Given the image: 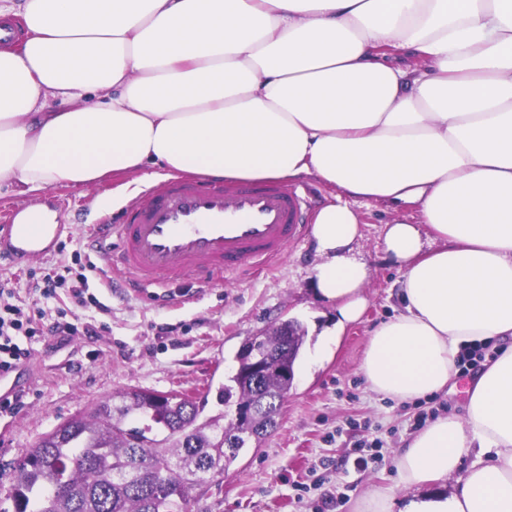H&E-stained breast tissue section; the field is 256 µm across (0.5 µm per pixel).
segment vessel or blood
<instances>
[{
    "label": "vessel or blood",
    "mask_w": 512,
    "mask_h": 512,
    "mask_svg": "<svg viewBox=\"0 0 512 512\" xmlns=\"http://www.w3.org/2000/svg\"><path fill=\"white\" fill-rule=\"evenodd\" d=\"M120 223L93 225L97 259L139 292L191 279L241 275L280 258L305 230L306 195L280 182L168 178L148 188ZM58 224L22 225L0 215V268L34 261L57 243Z\"/></svg>",
    "instance_id": "obj_1"
}]
</instances>
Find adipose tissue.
<instances>
[{
  "label": "adipose tissue",
  "instance_id": "obj_1",
  "mask_svg": "<svg viewBox=\"0 0 512 512\" xmlns=\"http://www.w3.org/2000/svg\"><path fill=\"white\" fill-rule=\"evenodd\" d=\"M0 17L26 32L0 50V184L18 194L154 166L315 177L344 194L312 226L340 331L371 278L354 202L415 210L385 232L400 309L368 338V389L440 393L465 348L501 347L466 415L416 433L399 487L357 512H512V0H0Z\"/></svg>",
  "mask_w": 512,
  "mask_h": 512
}]
</instances>
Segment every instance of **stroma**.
Listing matches in <instances>:
<instances>
[{
    "mask_svg": "<svg viewBox=\"0 0 512 512\" xmlns=\"http://www.w3.org/2000/svg\"><path fill=\"white\" fill-rule=\"evenodd\" d=\"M122 177L89 186L50 187L31 196L0 187V211L39 204L56 212L68 227L62 240L68 250H84L92 224L120 218L131 198L117 194ZM363 236L355 253L371 270L367 307L357 323L346 327L337 347L321 358L313 353L334 308L314 293L318 261L312 234L289 246L269 267L241 278L200 286L188 281L156 294L100 288L110 311L107 332L70 342L49 336L36 344L27 367L24 404L0 418V497L16 479L15 464L37 439L70 416L129 387L178 391L205 401V415L219 411L207 400L235 364L242 343L272 325L290 319L306 331L296 364L294 385L283 403L278 426L260 448L243 451L199 495L194 512H355L361 495L398 480L395 452L415 434L416 404L375 398L360 365L373 328L393 316L400 278L385 252L386 225L414 222L410 209L393 210L379 202L358 204ZM378 442L379 458L359 467L347 451L359 442ZM310 490L297 495V483Z\"/></svg>",
    "mask_w": 512,
    "mask_h": 512,
    "instance_id": "obj_1",
    "label": "stroma"
}]
</instances>
